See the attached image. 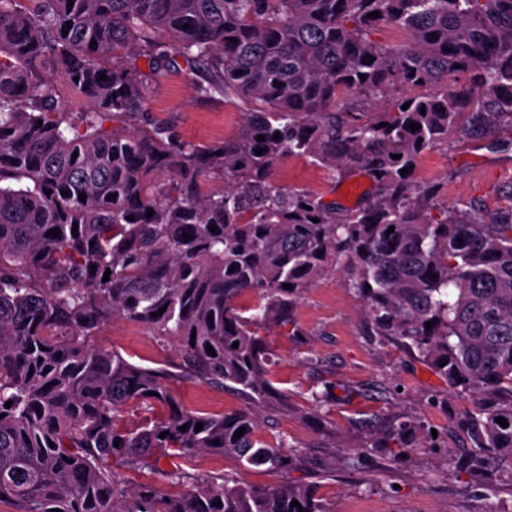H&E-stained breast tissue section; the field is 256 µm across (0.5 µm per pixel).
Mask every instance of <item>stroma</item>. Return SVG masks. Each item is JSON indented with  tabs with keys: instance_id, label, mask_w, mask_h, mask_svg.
<instances>
[{
	"instance_id": "1",
	"label": "stroma",
	"mask_w": 512,
	"mask_h": 512,
	"mask_svg": "<svg viewBox=\"0 0 512 512\" xmlns=\"http://www.w3.org/2000/svg\"><path fill=\"white\" fill-rule=\"evenodd\" d=\"M196 81L185 69L154 77L147 112L186 141L207 145L237 135L243 107L220 96L198 98ZM412 177L439 184L441 203L475 218L512 208V122L494 121L480 135L449 132L447 141L419 156ZM272 180L327 201L342 199V183L301 157L283 158ZM354 273L340 265L328 269L296 301L292 325L271 330L267 338L269 377L286 402L265 414L260 435L274 444L287 440L301 452L300 462L271 474L201 453L188 463L164 458L157 469L139 473L121 468L120 479L164 487L169 474L183 470L204 478L228 474L251 486L286 481L311 486L328 512H512V482L484 490L471 486L468 478L452 476L451 462L463 448L450 426L469 402L449 393L396 340L375 334L367 303L350 286ZM94 344L146 366L179 358L175 342L124 319L105 324ZM171 388L191 410L228 412L242 405L237 393L194 379L179 380ZM408 416L422 417L437 431L438 442L394 463L374 441L389 422Z\"/></svg>"
}]
</instances>
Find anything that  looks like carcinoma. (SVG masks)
Segmentation results:
<instances>
[{
	"mask_svg": "<svg viewBox=\"0 0 512 512\" xmlns=\"http://www.w3.org/2000/svg\"><path fill=\"white\" fill-rule=\"evenodd\" d=\"M380 26L407 41L374 40ZM182 63L203 74L198 96L247 105L236 136L182 141L144 111L148 81ZM457 73L469 83L451 84ZM59 84L88 109L67 111ZM420 85L439 90L372 118L347 111L352 98ZM490 117L512 121V0H0V503L327 512L288 483L180 472L169 490L130 487L113 467L210 452L287 470L297 450L257 435L261 411L280 403L265 333L287 327L305 289L342 260L356 264L351 287L377 333L471 401L453 474L487 487L512 475V209L477 220L401 174L448 131ZM291 155L341 180L362 172L373 201L338 208L276 187L272 170ZM211 175L222 189H203ZM115 318L177 342L180 373L236 391L243 406L182 407L168 367L94 345ZM130 404L164 412L124 427ZM413 437L434 443L412 417L390 423L381 447L395 462Z\"/></svg>",
	"mask_w": 512,
	"mask_h": 512,
	"instance_id": "carcinoma-1",
	"label": "carcinoma"
}]
</instances>
